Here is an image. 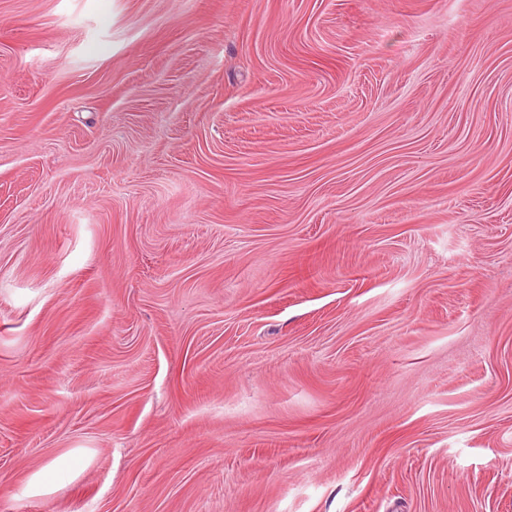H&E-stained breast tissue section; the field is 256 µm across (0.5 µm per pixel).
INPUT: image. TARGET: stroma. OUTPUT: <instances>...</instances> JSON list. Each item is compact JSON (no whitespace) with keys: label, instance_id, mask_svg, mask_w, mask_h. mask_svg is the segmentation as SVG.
Listing matches in <instances>:
<instances>
[{"label":"stroma","instance_id":"1","mask_svg":"<svg viewBox=\"0 0 512 512\" xmlns=\"http://www.w3.org/2000/svg\"><path fill=\"white\" fill-rule=\"evenodd\" d=\"M0 512H512V0H0Z\"/></svg>","mask_w":512,"mask_h":512}]
</instances>
